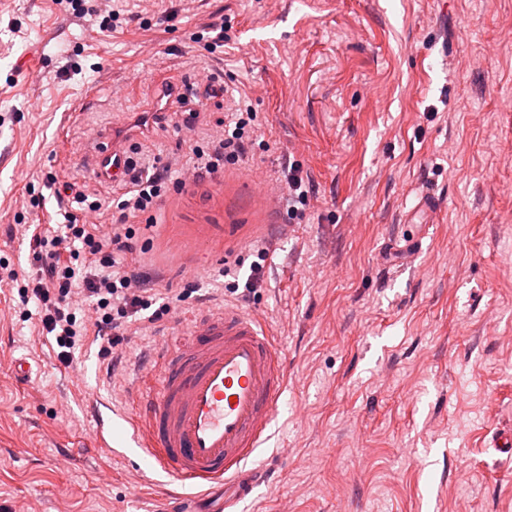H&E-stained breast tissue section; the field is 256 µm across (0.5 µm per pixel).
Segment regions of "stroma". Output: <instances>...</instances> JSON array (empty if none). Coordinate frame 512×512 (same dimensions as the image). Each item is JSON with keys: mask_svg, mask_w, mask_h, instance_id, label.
I'll use <instances>...</instances> for the list:
<instances>
[{"mask_svg": "<svg viewBox=\"0 0 512 512\" xmlns=\"http://www.w3.org/2000/svg\"><path fill=\"white\" fill-rule=\"evenodd\" d=\"M111 7L104 31L55 0H0V260L30 270L12 226L20 214L47 230L54 196L38 209L24 189L46 173L88 185L103 202L93 223H110L122 186L95 176L94 147L158 77H192L212 126L246 98L266 145L259 165L169 195L143 230L154 287L199 290L146 324L122 384L92 334L61 364L0 281V512H207L202 489L149 466L127 418L159 348L219 297L264 322L288 369L234 512H512V453L494 445L512 431V0ZM211 23L221 46L198 37ZM291 161L315 188L295 225L256 199ZM270 238L240 301L227 285L246 282L248 243Z\"/></svg>", "mask_w": 512, "mask_h": 512, "instance_id": "35a3bbf8", "label": "stroma"}]
</instances>
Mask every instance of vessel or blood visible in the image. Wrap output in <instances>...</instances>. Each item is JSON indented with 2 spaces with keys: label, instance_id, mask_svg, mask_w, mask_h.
Returning a JSON list of instances; mask_svg holds the SVG:
<instances>
[{
  "label": "vessel or blood",
  "instance_id": "vessel-or-blood-1",
  "mask_svg": "<svg viewBox=\"0 0 512 512\" xmlns=\"http://www.w3.org/2000/svg\"><path fill=\"white\" fill-rule=\"evenodd\" d=\"M151 124L183 86L156 81ZM127 156L98 148L99 177L123 172ZM288 372L277 337L256 316L235 308L203 312L180 341L163 346L156 372L140 381L132 425L151 464L179 482L206 486L237 476L268 439Z\"/></svg>",
  "mask_w": 512,
  "mask_h": 512
}]
</instances>
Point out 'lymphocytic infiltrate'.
Masks as SVG:
<instances>
[{
  "mask_svg": "<svg viewBox=\"0 0 512 512\" xmlns=\"http://www.w3.org/2000/svg\"><path fill=\"white\" fill-rule=\"evenodd\" d=\"M175 113L172 123L190 132L185 162H152L142 147L131 149L126 189L112 202V222L103 226L84 222L102 203L94 194L79 190L68 198L63 220L56 230L33 239L37 261L26 285L19 289L22 303L37 302L45 335L54 337L58 359L69 363L88 332L107 340L104 355L131 343L133 323L157 321L186 301L197 287L186 281L182 287L159 290L150 287L139 273L137 219L159 208L171 188L196 179L223 173L225 167L248 163L256 115L242 102H235L227 115V130L201 133L197 110Z\"/></svg>",
  "mask_w": 512,
  "mask_h": 512,
  "instance_id": "lymphocytic-infiltrate-1",
  "label": "lymphocytic infiltrate"
}]
</instances>
